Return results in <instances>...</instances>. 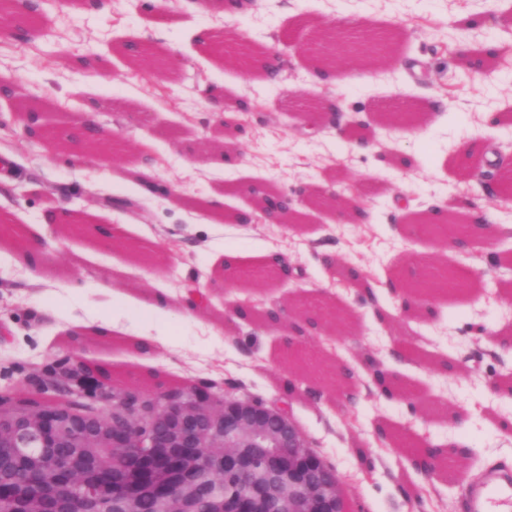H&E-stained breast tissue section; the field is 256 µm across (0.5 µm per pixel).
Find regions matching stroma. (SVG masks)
<instances>
[{
	"label": "stroma",
	"instance_id": "stroma-1",
	"mask_svg": "<svg viewBox=\"0 0 512 512\" xmlns=\"http://www.w3.org/2000/svg\"><path fill=\"white\" fill-rule=\"evenodd\" d=\"M106 2L85 10L41 0L30 41L0 34V77L16 94L46 101L56 123L94 113L126 143L116 161L53 159L0 98V212L44 243L30 266L19 239L0 234V390L25 395L35 372L77 359L109 364L115 384L140 390L215 380L241 399L286 403L351 512H466L467 481L491 465L512 469V202H500L501 228L473 258L416 232L412 217L451 202L467 212L485 200L486 174L512 175V54L485 58L479 75L469 66L487 45L512 46V0H245L232 15L225 0ZM342 18L357 34L397 32L391 62H349L321 79L300 47ZM218 39L280 54L279 80L214 53ZM131 43L167 52L166 70L132 62ZM89 55L91 71L79 64ZM242 98L254 110L221 123ZM328 98L360 113L364 128L309 127L305 108ZM416 109V125L381 120ZM144 176L171 195L143 193ZM249 183L299 208L314 187L358 195L369 219L273 222L255 209ZM51 207L91 222L77 232L47 223ZM110 224L122 235L102 242ZM421 257L468 266V291L409 301ZM353 268L364 278L351 279ZM161 295L175 340L145 351L146 308ZM235 300L281 309L283 326L230 319ZM319 301L337 304L350 328L323 324L310 347L351 371L356 402L288 363L285 324ZM114 307L123 328L100 335L92 320ZM67 320L84 335L80 349L68 344ZM370 355L391 374L393 396L371 380ZM408 438L459 440L473 452L466 467L427 475L413 467Z\"/></svg>",
	"mask_w": 512,
	"mask_h": 512
}]
</instances>
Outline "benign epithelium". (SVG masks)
<instances>
[{
	"label": "benign epithelium",
	"mask_w": 512,
	"mask_h": 512,
	"mask_svg": "<svg viewBox=\"0 0 512 512\" xmlns=\"http://www.w3.org/2000/svg\"><path fill=\"white\" fill-rule=\"evenodd\" d=\"M391 39L373 31L354 40L338 28L326 27L303 46L312 58L333 64L366 57L385 61ZM84 148L103 158L116 153L114 140L100 139L81 123ZM265 212L282 198L254 192ZM289 360L316 374L323 366L303 340L288 345ZM39 394L33 412L0 408V444L15 457L0 459V512H70L68 494L58 476H82L77 497L88 505L80 512H140V492L148 487L155 512H348L335 470L314 451L284 407L217 394L207 385L185 382L162 393L141 394L114 386L101 392L89 381L84 397L97 402L93 411L70 409L65 398L74 392L62 373L42 372L30 380ZM64 444V455L54 448ZM104 448H133L121 472L102 485L82 475V464ZM38 471L37 492L17 497L10 488L15 461Z\"/></svg>",
	"instance_id": "obj_1"
}]
</instances>
